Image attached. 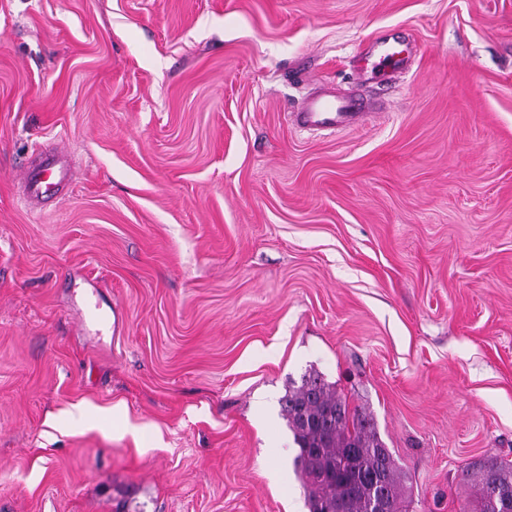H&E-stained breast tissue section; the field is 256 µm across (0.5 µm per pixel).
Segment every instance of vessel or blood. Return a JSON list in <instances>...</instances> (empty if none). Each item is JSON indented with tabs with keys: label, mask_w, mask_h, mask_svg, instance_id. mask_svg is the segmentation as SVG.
I'll list each match as a JSON object with an SVG mask.
<instances>
[{
	"label": "vessel or blood",
	"mask_w": 512,
	"mask_h": 512,
	"mask_svg": "<svg viewBox=\"0 0 512 512\" xmlns=\"http://www.w3.org/2000/svg\"><path fill=\"white\" fill-rule=\"evenodd\" d=\"M373 57L378 60V70L383 72L406 65L405 58L400 57L399 53L379 49L374 43L363 47L358 54L362 61ZM367 115L368 108L360 98L324 92L305 100L294 118L298 127L333 131L358 124ZM67 178V170L58 166L54 156L41 154L38 163L30 166L26 172L27 194L36 201L53 197Z\"/></svg>",
	"instance_id": "1"
}]
</instances>
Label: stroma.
I'll return each instance as SVG.
<instances>
[{
    "label": "stroma",
    "mask_w": 512,
    "mask_h": 512,
    "mask_svg": "<svg viewBox=\"0 0 512 512\" xmlns=\"http://www.w3.org/2000/svg\"><path fill=\"white\" fill-rule=\"evenodd\" d=\"M322 88L369 117L300 129ZM311 370L409 512L512 462V0H0V512H308ZM54 156L40 154L39 162L26 167V189L32 200H44L53 197L68 178V171L57 166Z\"/></svg>",
    "instance_id": "stroma-1"
}]
</instances>
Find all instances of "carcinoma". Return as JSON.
I'll return each instance as SVG.
<instances>
[{"label":"carcinoma","instance_id":"obj_1","mask_svg":"<svg viewBox=\"0 0 512 512\" xmlns=\"http://www.w3.org/2000/svg\"><path fill=\"white\" fill-rule=\"evenodd\" d=\"M281 404L309 512H407L405 476L371 415L350 409L317 371ZM471 476L477 492L462 512H512V464L490 456Z\"/></svg>","mask_w":512,"mask_h":512}]
</instances>
